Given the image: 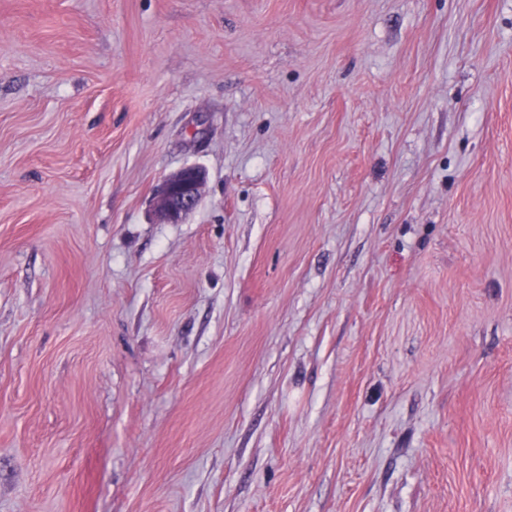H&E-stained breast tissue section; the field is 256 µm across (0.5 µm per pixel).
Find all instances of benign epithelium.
<instances>
[{
    "label": "benign epithelium",
    "mask_w": 512,
    "mask_h": 512,
    "mask_svg": "<svg viewBox=\"0 0 512 512\" xmlns=\"http://www.w3.org/2000/svg\"><path fill=\"white\" fill-rule=\"evenodd\" d=\"M206 184V173L187 166L164 178L157 186L153 200L154 213L163 224H179L199 204Z\"/></svg>",
    "instance_id": "1"
}]
</instances>
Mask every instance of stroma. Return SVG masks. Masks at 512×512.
Wrapping results in <instances>:
<instances>
[{"instance_id": "obj_1", "label": "stroma", "mask_w": 512, "mask_h": 512, "mask_svg": "<svg viewBox=\"0 0 512 512\" xmlns=\"http://www.w3.org/2000/svg\"><path fill=\"white\" fill-rule=\"evenodd\" d=\"M0 512H512V0H0ZM206 184V173L187 166L164 178L153 200L155 217L163 224H180L199 204Z\"/></svg>"}]
</instances>
